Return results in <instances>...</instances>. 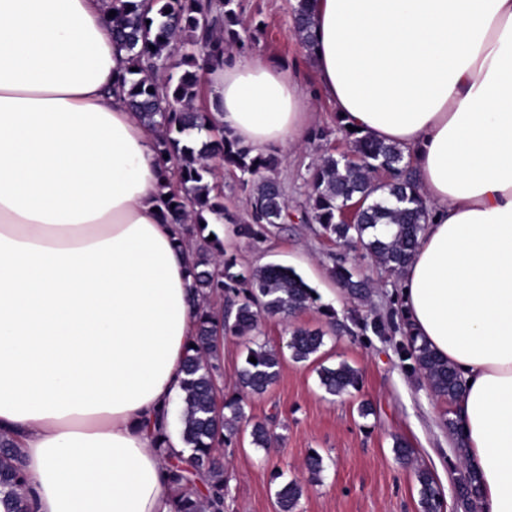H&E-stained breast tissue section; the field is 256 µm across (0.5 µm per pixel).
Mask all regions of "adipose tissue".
Returning a JSON list of instances; mask_svg holds the SVG:
<instances>
[{
  "label": "adipose tissue",
  "mask_w": 512,
  "mask_h": 512,
  "mask_svg": "<svg viewBox=\"0 0 512 512\" xmlns=\"http://www.w3.org/2000/svg\"><path fill=\"white\" fill-rule=\"evenodd\" d=\"M112 0H0V430L27 512H172L148 425L181 396L188 253L157 207L156 135L112 90ZM321 94L400 145L429 216L404 274L414 334L465 380L455 434L481 512H512V0H310ZM258 151L306 138L293 70L202 71Z\"/></svg>",
  "instance_id": "adipose-tissue-1"
}]
</instances>
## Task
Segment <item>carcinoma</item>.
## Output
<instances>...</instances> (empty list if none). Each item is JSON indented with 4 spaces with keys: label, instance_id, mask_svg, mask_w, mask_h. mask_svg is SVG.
Instances as JSON below:
<instances>
[{
    "label": "carcinoma",
    "instance_id": "carcinoma-1",
    "mask_svg": "<svg viewBox=\"0 0 512 512\" xmlns=\"http://www.w3.org/2000/svg\"><path fill=\"white\" fill-rule=\"evenodd\" d=\"M112 38L128 56L129 69L114 85L130 111L157 134V163L166 176L160 194L161 216L180 226L179 243L191 260V291L196 301L195 336L182 363L181 406L177 452L170 443L165 407L153 427L156 447L169 460L168 489L173 512H224L228 494L224 468L216 458L219 448L233 442L239 425L247 419L243 396L222 394L217 386L224 337L262 335L266 319L286 322L299 312L315 308L333 320L335 310L319 306L314 289L294 269L280 264L243 268L224 249L219 227L235 226L241 237L266 239L271 228L288 222V205L280 183L270 176L279 165L271 152L240 144L231 133L218 128L213 113L194 106L199 94V71L224 64V45H242L240 0H116ZM309 0H298L294 31L305 47L312 43ZM177 63L171 62L174 52ZM351 144L352 156L322 157L309 177V192L301 221L320 226L322 234L358 246L365 254L400 275L416 250L428 218L413 170L404 151L394 143L341 126ZM239 172V182L249 192L250 213L239 219L224 206V194L212 184L213 163ZM384 172L389 179L381 181ZM363 206L353 222L341 220L343 208L358 200ZM214 239H209V236ZM330 273L340 287L357 298L368 283L354 278L343 263ZM214 297L225 306H211ZM408 358L413 369L428 380L432 391L451 402L458 400L464 384L448 361L439 356L403 324ZM288 350L296 361H307L324 345L320 329L288 331ZM256 362H250V358ZM281 367L278 352L264 342L247 347L239 372V386L262 394L277 380ZM325 394L343 397L359 389V372L346 363L323 366L318 371ZM251 444L269 447L273 433L267 424L251 426ZM422 512H441L442 492L433 475L416 472ZM27 484L21 448L6 432L0 434V505L4 512H23ZM304 489L295 480L275 492L278 512H296ZM477 477L468 471L457 495L469 503L478 496Z\"/></svg>",
    "mask_w": 512,
    "mask_h": 512
}]
</instances>
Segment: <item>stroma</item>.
Returning <instances> with one entry per match:
<instances>
[{
    "mask_svg": "<svg viewBox=\"0 0 512 512\" xmlns=\"http://www.w3.org/2000/svg\"><path fill=\"white\" fill-rule=\"evenodd\" d=\"M294 0H243V25L250 30L245 53L292 68L302 86L314 95L312 130L323 140L280 151L275 176L288 202L290 217L266 240L251 241L224 231V247L246 268L269 263L294 268L316 291L321 304L335 309L338 329H330L314 309L298 315L295 325L322 329L324 345L309 361L298 362L285 350L289 325L262 323V341L281 351L278 380L260 395L250 396L236 444L221 448L219 459L227 478L224 512H277L279 480H296L304 487L297 512H421L415 471L435 473L444 494V512H469L456 495L466 471L462 451L447 421L456 403L437 398L425 377L411 367L401 348L400 330L378 336L362 329L361 320H390L402 292L373 258L319 234L317 225L298 216L306 202L307 179L323 153H349L339 129L334 104L318 93L319 78L305 47L294 34ZM345 255L360 279L371 284L369 295L353 298L340 288L329 269L332 259ZM345 362L357 369L361 385L352 394L332 398L319 387L320 366ZM369 415H361V406ZM264 422L275 434L268 450L250 443L252 423ZM405 437L415 453L411 464H400L393 453L394 437ZM324 458L319 481L306 466L310 451Z\"/></svg>",
    "mask_w": 512,
    "mask_h": 512,
    "instance_id": "stroma-1",
    "label": "stroma"
}]
</instances>
